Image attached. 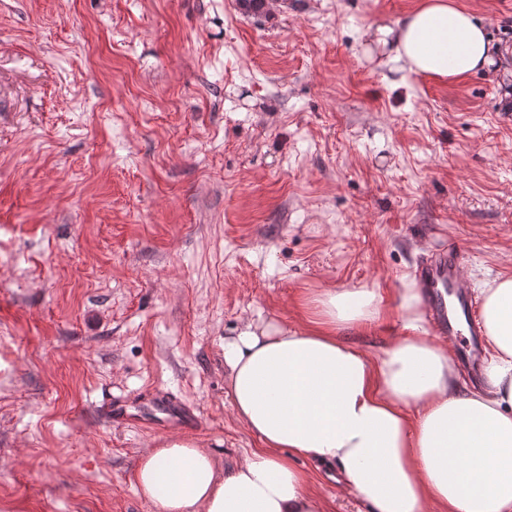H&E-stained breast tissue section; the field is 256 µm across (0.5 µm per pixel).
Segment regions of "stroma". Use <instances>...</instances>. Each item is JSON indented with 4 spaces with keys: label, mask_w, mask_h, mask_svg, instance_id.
Listing matches in <instances>:
<instances>
[{
    "label": "stroma",
    "mask_w": 512,
    "mask_h": 512,
    "mask_svg": "<svg viewBox=\"0 0 512 512\" xmlns=\"http://www.w3.org/2000/svg\"><path fill=\"white\" fill-rule=\"evenodd\" d=\"M0 0V512H157L166 431L111 425L161 388L225 467L259 448L224 385L243 321L302 297L399 294L455 245L473 291L512 276V104L401 77L370 25L419 0ZM512 43V0H458ZM326 512H369L302 459Z\"/></svg>",
    "instance_id": "1"
}]
</instances>
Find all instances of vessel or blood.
I'll list each match as a JSON object with an SVG mask.
<instances>
[{
  "instance_id": "vessel-or-blood-1",
  "label": "vessel or blood",
  "mask_w": 512,
  "mask_h": 512,
  "mask_svg": "<svg viewBox=\"0 0 512 512\" xmlns=\"http://www.w3.org/2000/svg\"><path fill=\"white\" fill-rule=\"evenodd\" d=\"M463 259L456 248L423 258L413 277L422 290L429 318L439 335L458 339L461 365L472 379L483 368L485 338L477 316L478 300L469 295L463 278ZM155 405L165 411L161 428H189L195 417L163 391L152 393Z\"/></svg>"
}]
</instances>
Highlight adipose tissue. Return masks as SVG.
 <instances>
[{"label": "adipose tissue", "mask_w": 512, "mask_h": 512, "mask_svg": "<svg viewBox=\"0 0 512 512\" xmlns=\"http://www.w3.org/2000/svg\"><path fill=\"white\" fill-rule=\"evenodd\" d=\"M368 36L405 75L457 83L483 73L512 99V48L455 0H422ZM422 301L420 289H402L409 335L373 355L348 335L382 322L374 288L324 289L296 325L245 322L224 340L227 397L260 449L225 469L196 442L164 441L138 463L141 495L158 512H324L293 463L308 457L370 512H512V278L482 290L478 392L427 338Z\"/></svg>", "instance_id": "obj_1"}]
</instances>
